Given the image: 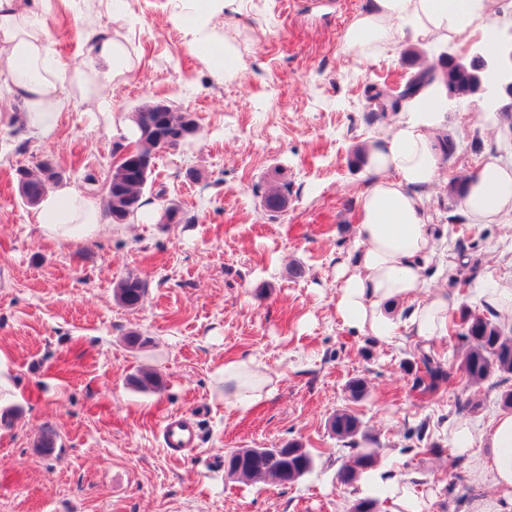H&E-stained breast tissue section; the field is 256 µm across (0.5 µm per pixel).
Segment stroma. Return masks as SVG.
Here are the masks:
<instances>
[{
	"instance_id": "1",
	"label": "stroma",
	"mask_w": 512,
	"mask_h": 512,
	"mask_svg": "<svg viewBox=\"0 0 512 512\" xmlns=\"http://www.w3.org/2000/svg\"><path fill=\"white\" fill-rule=\"evenodd\" d=\"M369 2L235 0L209 23L213 36L236 40L227 80L192 49L190 0H34L54 58L90 65L88 34L107 30L136 68L113 81L107 109L63 113L48 142L29 136L19 104L0 101V351L15 396L0 418V512H348L353 491L336 482L346 448L328 428L339 409L364 422L382 464L428 496L431 512H464L490 494L470 466L454 467L449 431L486 426L502 411L497 390H464L455 375L433 394L413 391L406 362L429 352L457 366L456 333L380 339L345 326L338 273L354 259L359 197L373 179L357 150L391 126L373 112L372 88L403 85L441 52L467 61L487 39L512 37V8L493 0L486 24L446 43L399 35L368 55L343 50ZM156 100L191 113L198 133L157 156L145 190L154 212L102 219L88 239L45 241L17 168L50 163L62 186L101 201L118 150L135 144L122 124ZM505 103H448L455 150L425 205L453 268L427 286L447 288L452 317L482 309L485 281L512 280V222L471 223L450 191L486 155L512 158ZM282 184L285 207L268 209V188ZM169 205L180 223H164ZM130 273L146 282L135 308L113 294ZM133 331L145 345L129 344ZM249 358L266 366L272 392L244 413L212 400L216 370ZM144 367L161 375V391L130 385ZM355 378L368 397L351 398ZM464 396L473 405L462 411ZM178 413L193 414L202 433L180 460L159 437L163 417ZM45 428L58 438L49 456L36 446ZM292 440L315 457L294 484L239 482L224 470L234 449Z\"/></svg>"
}]
</instances>
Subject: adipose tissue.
Listing matches in <instances>:
<instances>
[{
    "label": "adipose tissue",
    "instance_id": "1",
    "mask_svg": "<svg viewBox=\"0 0 512 512\" xmlns=\"http://www.w3.org/2000/svg\"><path fill=\"white\" fill-rule=\"evenodd\" d=\"M489 0H371L347 27L344 50L368 53L392 41L396 25L409 22L413 41H445L486 20ZM135 68L126 43L96 38L91 70L67 68L50 58L47 33L36 13L18 0H0V97L21 102L28 133L53 137L62 113L87 103L104 104L102 91ZM448 92L442 81L424 86L394 115L387 135L368 140L363 159L374 179L360 195L355 269L345 275L337 311L343 323L382 339L407 329L428 338L448 333V293H423V268L434 264L436 225L426 215L424 194L440 178L437 138L448 124ZM461 205L475 224H499L512 217V162L488 156L475 177L462 185ZM44 240L67 242L93 237L100 224L95 201L67 188L47 191L38 203ZM407 306L406 317L395 310ZM225 405L247 411L269 394V378L254 359L228 360L219 370ZM456 454L468 456L473 480L493 492L472 499L465 512H512V414L494 415L486 428L458 425L451 437ZM383 489L379 512H430V503L391 470L377 468L360 483Z\"/></svg>",
    "mask_w": 512,
    "mask_h": 512
}]
</instances>
